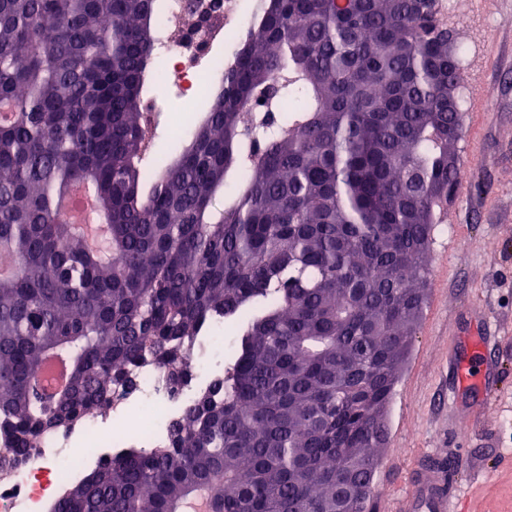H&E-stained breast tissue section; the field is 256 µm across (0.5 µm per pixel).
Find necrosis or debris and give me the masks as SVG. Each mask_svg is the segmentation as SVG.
Here are the masks:
<instances>
[{"label":"necrosis or debris","instance_id":"necrosis-or-debris-1","mask_svg":"<svg viewBox=\"0 0 512 512\" xmlns=\"http://www.w3.org/2000/svg\"><path fill=\"white\" fill-rule=\"evenodd\" d=\"M237 0H165L158 46L166 77L185 97L203 93L220 63L219 46L247 28ZM191 376L171 389L160 367L137 370L135 387L106 414L88 417L65 433L43 436L37 448L0 479V512H50L66 481L81 479L125 449L160 448L170 424L224 373V324L199 336L190 356Z\"/></svg>","mask_w":512,"mask_h":512}]
</instances>
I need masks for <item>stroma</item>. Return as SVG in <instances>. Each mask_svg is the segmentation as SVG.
<instances>
[{
  "label": "stroma",
  "mask_w": 512,
  "mask_h": 512,
  "mask_svg": "<svg viewBox=\"0 0 512 512\" xmlns=\"http://www.w3.org/2000/svg\"><path fill=\"white\" fill-rule=\"evenodd\" d=\"M455 2L448 25L456 48L467 53L461 87L473 101L465 113L473 129L458 143L466 174L434 233L422 315L387 414L372 512H399L416 472L433 456L445 459L467 512H512V0ZM143 93L159 104L148 157L170 162L181 150L173 131L184 101L151 79ZM483 313L500 331L498 396L482 427L463 417L452 425L449 398L463 410L478 398L458 391L448 350L466 352Z\"/></svg>",
  "instance_id": "stroma-1"
}]
</instances>
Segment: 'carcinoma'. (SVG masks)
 I'll return each instance as SVG.
<instances>
[{"mask_svg":"<svg viewBox=\"0 0 512 512\" xmlns=\"http://www.w3.org/2000/svg\"><path fill=\"white\" fill-rule=\"evenodd\" d=\"M436 3L258 0L145 194L161 2L0 0L1 471L107 412L141 367L179 387L197 336L248 310L168 445L112 457L51 512H188L199 495L209 512H366L459 181L461 69ZM81 187L98 251L63 211ZM50 358L61 390L39 383Z\"/></svg>","mask_w":512,"mask_h":512,"instance_id":"cac0c4a2","label":"carcinoma"}]
</instances>
